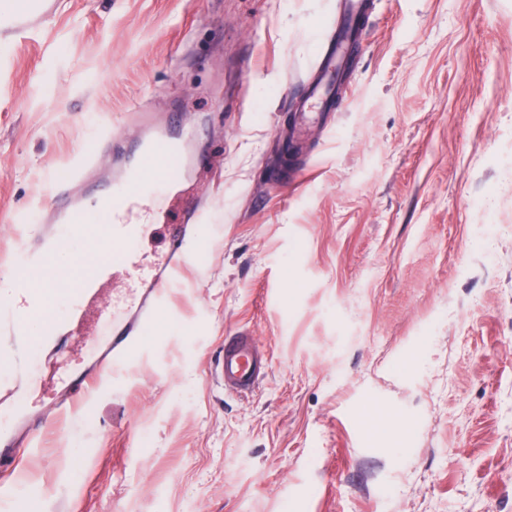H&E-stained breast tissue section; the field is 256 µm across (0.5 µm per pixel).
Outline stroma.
Returning <instances> with one entry per match:
<instances>
[{
    "label": "stroma",
    "mask_w": 512,
    "mask_h": 512,
    "mask_svg": "<svg viewBox=\"0 0 512 512\" xmlns=\"http://www.w3.org/2000/svg\"><path fill=\"white\" fill-rule=\"evenodd\" d=\"M337 0H57L0 33V270L21 210L111 185L137 112L193 131L206 230L127 354L101 369L112 299L27 359L0 400V512H512V0H372L341 106L298 155L280 137ZM176 202L138 241L166 253ZM256 336L247 396L211 372ZM89 387L71 400L66 378ZM30 9L18 12L6 20L5 33L11 35L25 34L36 27L39 21L51 14L55 8L56 0H31Z\"/></svg>",
    "instance_id": "1"
}]
</instances>
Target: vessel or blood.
<instances>
[{
  "mask_svg": "<svg viewBox=\"0 0 512 512\" xmlns=\"http://www.w3.org/2000/svg\"><path fill=\"white\" fill-rule=\"evenodd\" d=\"M31 2L30 9L7 19L6 33L21 35L31 31L43 17L53 12L56 5V0ZM366 15L365 0H339L336 38L323 46L317 67L306 81V98L295 104L300 123L290 134V144L298 143L303 123L318 121L323 112L335 108L333 64L346 62L349 53L346 36L353 21ZM191 138L188 131L175 138L164 128L149 127L138 146V168L124 171L115 180L111 194L101 200L100 214L96 217L89 214L80 194L90 171L97 164L95 149H88L70 173L58 181L53 189L57 204L52 210L51 222L64 225L69 231L85 229L89 237L90 256L76 267L67 284L68 290L98 287L107 269L122 266L132 257V241L147 210L146 195L139 185L141 173L145 170L154 172L167 187L178 186L188 171L190 159L186 147ZM185 241L186 236L182 233L172 237L168 253L161 263L140 267L141 289L135 301L125 306L123 319L113 320L107 330L113 357L127 352L138 339L141 324L160 306L175 270L188 260ZM62 242L59 236H41L19 244L18 266L24 275L15 293L0 294V335L19 340L22 347L30 344L23 335L28 320L43 315L47 307L39 296L45 277L46 256L57 251ZM0 362L5 363L7 370L16 378L15 395L24 396L28 381L20 352H2ZM265 369L266 363L255 346L254 338L249 335L232 336L224 341V351L216 361L212 378L225 390L246 395L256 389Z\"/></svg>",
  "mask_w": 512,
  "mask_h": 512,
  "instance_id": "vessel-or-blood-1",
  "label": "vessel or blood"
}]
</instances>
